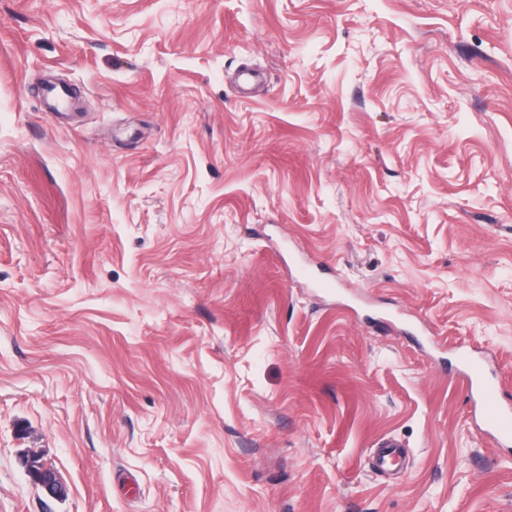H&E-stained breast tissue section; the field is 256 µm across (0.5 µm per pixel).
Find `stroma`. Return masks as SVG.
<instances>
[{"label": "stroma", "instance_id": "1", "mask_svg": "<svg viewBox=\"0 0 512 512\" xmlns=\"http://www.w3.org/2000/svg\"><path fill=\"white\" fill-rule=\"evenodd\" d=\"M465 354L512 0H0V512H512ZM24 465L33 483L47 495L61 497L66 494L56 470L43 460L40 452L28 450L24 456Z\"/></svg>", "mask_w": 512, "mask_h": 512}]
</instances>
